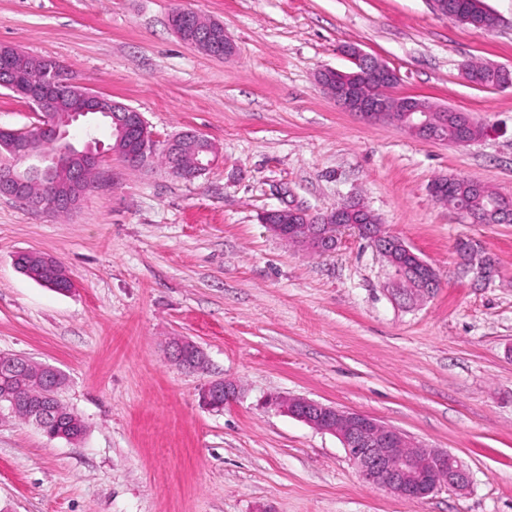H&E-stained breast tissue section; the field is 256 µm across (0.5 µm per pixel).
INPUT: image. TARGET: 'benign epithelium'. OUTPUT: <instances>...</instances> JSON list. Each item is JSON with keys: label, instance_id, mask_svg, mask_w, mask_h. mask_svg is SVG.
Instances as JSON below:
<instances>
[{"label": "benign epithelium", "instance_id": "1", "mask_svg": "<svg viewBox=\"0 0 512 512\" xmlns=\"http://www.w3.org/2000/svg\"><path fill=\"white\" fill-rule=\"evenodd\" d=\"M170 25L177 37L189 38L190 45L204 49L214 58L227 59L235 53L233 40L222 35L224 25L215 20L175 8L170 14ZM342 51L353 67L346 71L323 68L317 73L318 82L343 110L367 122L380 120L390 99L383 90L399 81L398 73L354 44L344 46ZM31 68L40 74V83L19 84L12 79L15 66L10 62L0 65V71L6 75L0 85L40 111L37 132L0 140L1 196L46 213L74 209L86 194L90 176L99 168L102 157L111 152L97 140H86L78 146L68 140L70 128L91 113L102 112L112 119V135L125 143L120 155L129 166L140 167L152 156L154 136L143 113L73 82L70 92L59 94L60 64L51 57L31 58ZM436 110L438 107L429 101L415 97L403 109L402 126L419 139L445 143L447 138L439 129L448 126V115L437 119ZM47 136L61 143V148L55 152L40 151L41 140ZM204 141L206 137L193 130L167 140L162 152L171 164L170 172L192 180L209 170L217 160L215 145L193 154L185 153L187 145ZM356 210L352 201L324 215L276 208L261 212L260 222L282 239L301 237L309 249L321 252L334 250L340 230L352 228L386 257L397 280L407 284L402 289L404 295L412 299L433 293L438 284L434 267L401 239L379 233L377 220L368 210H363L362 223H355ZM457 251L466 265L478 266L482 274L490 272L491 262L477 258L470 246L460 244ZM29 258L38 259L50 272L47 287L62 288L66 293L73 290L72 279L55 258L21 251L15 258L17 266L25 265ZM169 358L176 365H189L193 370L205 364L200 348L179 336L169 341ZM0 378L8 383L0 390V398L8 399L10 413H16L22 406L28 408V420L42 430L57 419L50 397L62 382L59 370L25 357L0 353ZM238 395L236 382L221 379L202 388L200 401L215 411L236 400ZM265 405L317 431L336 436L364 482L399 498L422 501L443 486L462 491L469 485L467 471L453 454L439 448H425L371 415L301 396L271 395Z\"/></svg>", "mask_w": 512, "mask_h": 512}]
</instances>
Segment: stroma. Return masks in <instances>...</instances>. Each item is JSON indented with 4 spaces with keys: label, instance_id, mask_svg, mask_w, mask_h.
Here are the masks:
<instances>
[{
    "label": "stroma",
    "instance_id": "35a3bbf8",
    "mask_svg": "<svg viewBox=\"0 0 512 512\" xmlns=\"http://www.w3.org/2000/svg\"><path fill=\"white\" fill-rule=\"evenodd\" d=\"M483 30L428 0H0V45L50 56L73 82L143 113L156 141L193 129L218 161L191 181L161 157H104L70 214L0 196V353L59 369L77 442L0 416V512H512V224H471L429 192L459 175L512 197V87L463 68L512 70V0H483ZM221 21L216 59L169 27L174 7ZM354 44L397 70L395 97L467 113L461 147L369 124L318 83ZM359 199L436 270L430 296H400L354 230L320 255L259 221ZM469 241L493 264L465 269ZM32 250L74 282L61 294L14 264ZM204 353L167 359L170 337ZM242 391L223 411L201 388ZM303 396L361 411L448 450L470 484L412 502L365 484L334 435L265 406ZM469 79L472 83L481 87L497 86L504 76L499 71L490 69L489 65L472 64L469 66ZM511 85L510 81L497 87ZM169 358L176 365L183 367L191 366L192 370H199L204 367L205 357L200 348L190 341L174 336L169 341ZM224 394V403L219 397ZM239 395V386L234 381L216 380L206 384L200 392V401L207 409L222 410L224 405L236 400Z\"/></svg>",
    "mask_w": 512,
    "mask_h": 512
}]
</instances>
